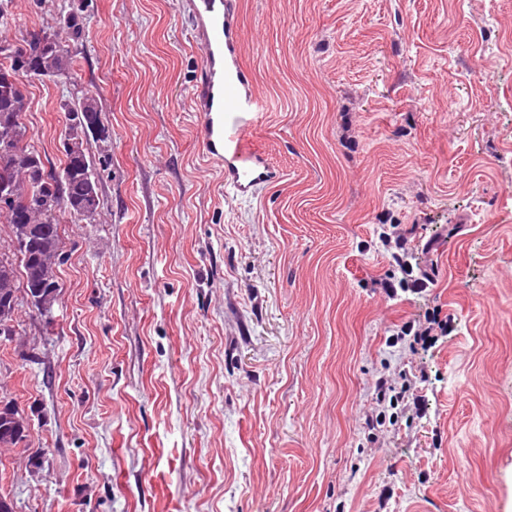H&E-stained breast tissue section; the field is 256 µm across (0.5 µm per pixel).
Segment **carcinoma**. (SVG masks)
<instances>
[{"mask_svg": "<svg viewBox=\"0 0 512 512\" xmlns=\"http://www.w3.org/2000/svg\"><path fill=\"white\" fill-rule=\"evenodd\" d=\"M31 69L56 72L59 77L70 74L71 58L63 46L57 53L28 61ZM29 108L24 93L0 94V127L10 126L22 143L20 155L14 165V183L11 187V205L0 208V219L10 224L11 233L19 237L21 224L36 225L32 240L16 246L19 266L11 267V281L23 278L26 292L37 296L42 286L57 279V269L48 264L50 257L60 250L58 216L67 211L80 219L91 220L97 209H89L87 198V175L92 173L91 160L86 153L64 154V161L57 171L45 169L41 155L26 142V126L23 116ZM64 138H69L75 126L85 119L99 116L96 96L88 94L77 104L64 103ZM28 427L25 420L3 430L0 428V444L14 447L26 440Z\"/></svg>", "mask_w": 512, "mask_h": 512, "instance_id": "cac0c4a2", "label": "carcinoma"}]
</instances>
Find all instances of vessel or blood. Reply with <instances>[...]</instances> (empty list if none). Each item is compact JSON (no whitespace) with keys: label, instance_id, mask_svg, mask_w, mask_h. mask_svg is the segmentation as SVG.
<instances>
[{"label":"vessel or blood","instance_id":"vessel-or-blood-1","mask_svg":"<svg viewBox=\"0 0 512 512\" xmlns=\"http://www.w3.org/2000/svg\"><path fill=\"white\" fill-rule=\"evenodd\" d=\"M195 34L205 49L193 98L203 150L224 174V187L249 198L283 180L251 137L268 103L255 91L253 71L241 59L238 0H190Z\"/></svg>","mask_w":512,"mask_h":512}]
</instances>
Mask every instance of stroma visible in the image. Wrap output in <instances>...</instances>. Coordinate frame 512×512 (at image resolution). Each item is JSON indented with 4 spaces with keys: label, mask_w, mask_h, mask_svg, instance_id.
<instances>
[{
    "label": "stroma",
    "mask_w": 512,
    "mask_h": 512,
    "mask_svg": "<svg viewBox=\"0 0 512 512\" xmlns=\"http://www.w3.org/2000/svg\"><path fill=\"white\" fill-rule=\"evenodd\" d=\"M285 174L249 199L206 162L186 0H11L54 33L28 79L46 167L98 94L94 223L59 216L49 311L20 298L0 401L15 512H512V0H239ZM79 20V33L63 23ZM405 232L420 294L386 239ZM448 333L387 339L405 323ZM392 379L395 404L375 382ZM381 416L371 428L367 418ZM58 47H56V40L49 34H44L41 37L40 42L37 44V48L34 53H40L45 49V52L50 51L51 49L57 48V53L48 55L47 57H41L38 59V56L32 58L27 63L29 67L33 70L43 69L47 72H59L57 73V77H68L70 74L71 67V58L68 55V50L65 49L60 43H57ZM17 413L20 420L13 423L16 425H10L7 429L3 430L2 427L5 423L0 424V444H3L5 447H15L28 437L27 424L19 410H17Z\"/></svg>",
    "instance_id": "1"
}]
</instances>
